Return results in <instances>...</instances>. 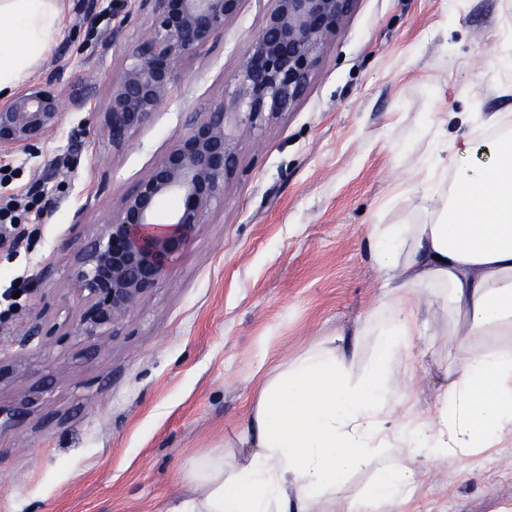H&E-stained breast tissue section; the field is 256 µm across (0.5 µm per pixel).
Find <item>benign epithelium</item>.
I'll list each match as a JSON object with an SVG mask.
<instances>
[{
  "label": "benign epithelium",
  "mask_w": 512,
  "mask_h": 512,
  "mask_svg": "<svg viewBox=\"0 0 512 512\" xmlns=\"http://www.w3.org/2000/svg\"><path fill=\"white\" fill-rule=\"evenodd\" d=\"M153 19L130 55L112 74L101 106L112 145L122 147L163 109L180 76L182 60L208 43L238 15L242 0H146ZM236 73L231 105L244 122L289 111L320 65L323 44L336 34L352 0H272ZM93 84L63 95L46 80L0 106V149L40 141L68 108H81ZM226 104L175 136L163 160L123 200L119 211L76 253L72 288L83 302L78 333L88 339L113 333L120 321L167 275L188 247L208 210L224 198L234 153L224 125ZM175 207L157 222L162 200Z\"/></svg>",
  "instance_id": "benign-epithelium-1"
}]
</instances>
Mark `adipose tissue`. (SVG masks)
I'll list each match as a JSON object with an SVG mask.
<instances>
[{
  "mask_svg": "<svg viewBox=\"0 0 512 512\" xmlns=\"http://www.w3.org/2000/svg\"><path fill=\"white\" fill-rule=\"evenodd\" d=\"M62 2L0 0V98L56 39ZM448 120L458 131L433 144L422 219L367 227L379 288L357 330L374 339L368 362L359 369L354 357L317 347L257 368L233 442L243 462L227 464L220 450L194 459L183 474L189 495L171 512H309L312 499L335 496L348 474L371 465L378 489L344 512H379L385 497L405 495L404 454L477 455L512 432V348L469 352L428 416L390 380L393 362L411 360L422 333L420 290L447 293L448 333L458 341L512 334V120L498 121L486 163L474 159L469 114Z\"/></svg>",
  "mask_w": 512,
  "mask_h": 512,
  "instance_id": "1",
  "label": "adipose tissue"
}]
</instances>
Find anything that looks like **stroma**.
Listing matches in <instances>:
<instances>
[{"instance_id":"stroma-1","label":"stroma","mask_w":512,"mask_h":512,"mask_svg":"<svg viewBox=\"0 0 512 512\" xmlns=\"http://www.w3.org/2000/svg\"><path fill=\"white\" fill-rule=\"evenodd\" d=\"M270 0H243L238 18L185 57L166 107L113 148L98 115L110 79L152 22L140 0H68L60 37L27 80L61 73L60 92L93 81L33 149L0 153L12 178L0 197H36L15 245H0V291L23 284L0 316V512H169L198 454L223 448L242 424L260 362L316 346L344 354L378 294L368 225L406 224L422 208L440 121L467 112L479 125L512 113V0H353L322 48L294 108L244 127L228 111L235 166L184 254L100 340L76 334L82 303L70 274L80 241L163 159L196 114L234 98V74ZM426 331L412 374L392 378L431 413L465 348L511 347V336L447 334V301L417 296ZM54 326L33 355L23 336ZM40 398L30 406V393ZM26 414L20 423L11 417ZM409 508L383 512H512V437L479 455L404 457ZM375 469L351 473L313 512H341L372 489Z\"/></svg>"}]
</instances>
